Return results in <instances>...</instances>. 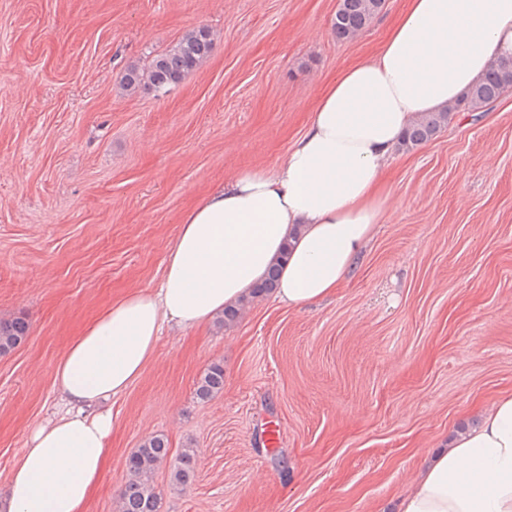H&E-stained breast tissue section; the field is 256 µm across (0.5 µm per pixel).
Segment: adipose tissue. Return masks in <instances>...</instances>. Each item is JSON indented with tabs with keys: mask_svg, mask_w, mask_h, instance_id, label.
I'll use <instances>...</instances> for the list:
<instances>
[{
	"mask_svg": "<svg viewBox=\"0 0 512 512\" xmlns=\"http://www.w3.org/2000/svg\"><path fill=\"white\" fill-rule=\"evenodd\" d=\"M506 56L512 0H408L381 49L325 86L286 162L211 192L181 224L160 288L112 302L72 341L53 370L66 410L31 432L7 512H86L111 453L106 403L141 376L164 324H208L274 266L279 302L334 296L384 215L406 129ZM400 512H512V392L427 461Z\"/></svg>",
	"mask_w": 512,
	"mask_h": 512,
	"instance_id": "ef3b65f1",
	"label": "adipose tissue"
}]
</instances>
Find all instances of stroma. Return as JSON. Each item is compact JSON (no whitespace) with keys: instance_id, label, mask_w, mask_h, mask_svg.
Segmentation results:
<instances>
[{"instance_id":"1","label":"stroma","mask_w":512,"mask_h":512,"mask_svg":"<svg viewBox=\"0 0 512 512\" xmlns=\"http://www.w3.org/2000/svg\"><path fill=\"white\" fill-rule=\"evenodd\" d=\"M338 0H0V498L52 368L112 300L158 288L188 211L237 171L275 168L324 85L379 51L406 0L357 38ZM206 63L166 93L119 80L189 29ZM385 214L336 296L265 297L233 324L168 327L128 390L88 512H117L125 461L170 453L161 512H397L427 460L512 390V91L395 151ZM224 366V389L196 383ZM196 451L195 477L169 471ZM30 330L29 322L24 318L0 320V355H5L21 345ZM223 388L224 367L220 364H212L197 382L196 396L202 401L209 400ZM195 470V450L186 448L180 455L179 461L171 470V481L179 485L189 484L194 477Z\"/></svg>"}]
</instances>
